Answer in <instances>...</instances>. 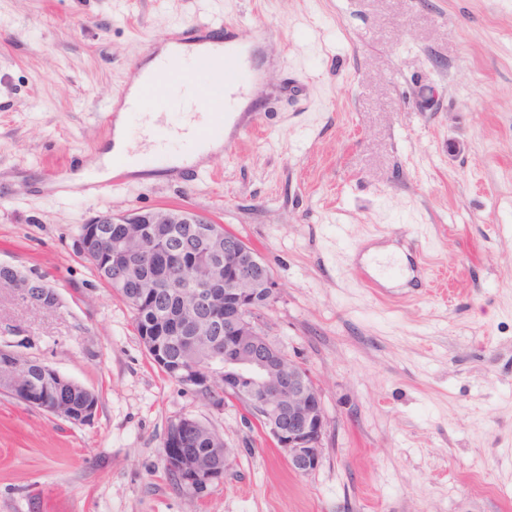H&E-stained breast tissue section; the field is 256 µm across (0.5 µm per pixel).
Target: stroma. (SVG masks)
Instances as JSON below:
<instances>
[{"label": "stroma", "mask_w": 512, "mask_h": 512, "mask_svg": "<svg viewBox=\"0 0 512 512\" xmlns=\"http://www.w3.org/2000/svg\"><path fill=\"white\" fill-rule=\"evenodd\" d=\"M248 45L261 124L196 167L81 192L141 59L195 24ZM188 207L272 266L269 339L319 384L322 465L295 474L238 403L149 358L77 249L97 214ZM395 247L407 278L370 267ZM0 348L94 391L75 425L0 393V512H512V0H0ZM234 452L164 473L171 420ZM0 286L16 288L21 298L31 307L55 313L60 308L58 293L45 285L39 286V290L31 291L28 285H24L23 278L15 269L8 266H0ZM200 425L201 422L195 418L180 417L174 421V427L166 436L164 445L162 441L164 462L171 469L177 471L189 487L181 484L174 472L165 465L168 479L177 489L193 495L203 494L215 487L216 484L222 485L224 473L233 465L232 449L224 448V443L223 446H220L216 434L204 424L197 436L186 446L187 448L184 447ZM196 448L201 451L203 464L208 468H204L201 460L195 455ZM212 467L224 468V472Z\"/></svg>", "instance_id": "1"}]
</instances>
